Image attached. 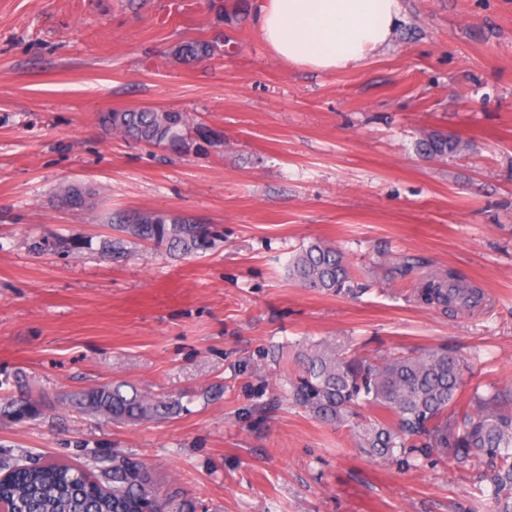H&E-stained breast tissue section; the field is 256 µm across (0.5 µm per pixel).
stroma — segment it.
Returning a JSON list of instances; mask_svg holds the SVG:
<instances>
[{
	"label": "stroma",
	"instance_id": "obj_1",
	"mask_svg": "<svg viewBox=\"0 0 512 512\" xmlns=\"http://www.w3.org/2000/svg\"><path fill=\"white\" fill-rule=\"evenodd\" d=\"M257 0H0V458L151 465L189 512H495L486 469L370 456L288 398L303 346L446 350L465 392L512 389V0H400L390 43L324 73L263 41ZM220 39L179 63L182 42ZM174 109L218 135L190 150L104 134L112 110ZM467 149L422 155L435 133ZM87 191L73 208L58 193ZM122 210L184 215L216 244L184 257L130 240ZM79 250L33 254L35 239ZM325 241L357 298L297 285L288 262ZM411 272L400 274L403 262ZM458 271L480 302L416 295ZM124 380L180 414L116 425L65 394Z\"/></svg>",
	"mask_w": 512,
	"mask_h": 512
}]
</instances>
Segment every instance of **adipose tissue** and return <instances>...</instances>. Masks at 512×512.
<instances>
[{
  "label": "adipose tissue",
  "mask_w": 512,
  "mask_h": 512,
  "mask_svg": "<svg viewBox=\"0 0 512 512\" xmlns=\"http://www.w3.org/2000/svg\"><path fill=\"white\" fill-rule=\"evenodd\" d=\"M398 17L399 0H264L256 22L283 60L335 72L388 45Z\"/></svg>",
  "instance_id": "1"
}]
</instances>
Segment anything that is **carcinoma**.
Returning a JSON list of instances; mask_svg holds the SVG:
<instances>
[{
    "mask_svg": "<svg viewBox=\"0 0 512 512\" xmlns=\"http://www.w3.org/2000/svg\"><path fill=\"white\" fill-rule=\"evenodd\" d=\"M216 45L206 40L183 42L174 52L178 62L215 55ZM98 124L108 134L147 146L182 149L187 134L212 140L206 127L190 121L184 112L144 108L102 112ZM462 147L461 141L433 134L422 142L429 156H446ZM63 200L74 207L85 203V190L70 184L61 190ZM118 230L128 237L166 245L183 255L212 247L215 234L207 224L180 215L134 212L120 217ZM77 238L55 244L36 240L35 254L54 248H79ZM289 275L305 288L323 293L354 292L355 278L344 254L336 247L315 241L291 261ZM475 294L463 276L430 278L421 297L428 303L467 305ZM301 374L292 384L290 399L316 420L353 432L357 447L382 458L409 462L418 448L436 454L465 473L486 467L493 470L490 496L498 512H512V393L494 389L483 396L473 391L469 406L461 405L464 374L468 365L443 350L401 351L381 358L349 352L337 342H322L296 354ZM68 408L100 416L114 424L156 421L178 412L180 403L171 396L148 394L133 384H111L65 396ZM372 410L366 416L361 408ZM4 411L16 419L34 414L28 399L4 402ZM95 478L80 469L57 462L11 464L0 460L8 476L0 481V498L13 512H150L163 503V512H186L181 499L165 493L145 462L114 457L97 461Z\"/></svg>",
    "mask_w": 512,
    "mask_h": 512,
    "instance_id": "obj_1",
    "label": "carcinoma"
}]
</instances>
